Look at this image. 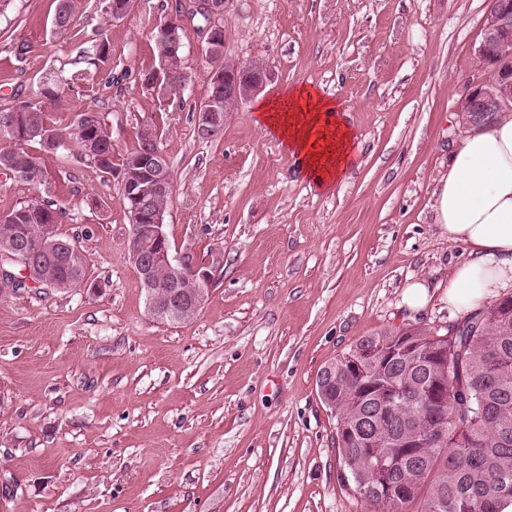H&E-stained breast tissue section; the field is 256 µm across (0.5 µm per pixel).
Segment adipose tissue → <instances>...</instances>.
<instances>
[{
  "instance_id": "adipose-tissue-1",
  "label": "adipose tissue",
  "mask_w": 512,
  "mask_h": 512,
  "mask_svg": "<svg viewBox=\"0 0 512 512\" xmlns=\"http://www.w3.org/2000/svg\"><path fill=\"white\" fill-rule=\"evenodd\" d=\"M254 120L319 190L331 191L354 162L353 130L317 89L260 101ZM434 197L437 223L467 250L448 281V310L468 313L512 288V115L460 142Z\"/></svg>"
}]
</instances>
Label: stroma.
<instances>
[{
  "mask_svg": "<svg viewBox=\"0 0 512 512\" xmlns=\"http://www.w3.org/2000/svg\"><path fill=\"white\" fill-rule=\"evenodd\" d=\"M175 3L138 0L113 21L83 0L66 34L57 0H13L0 15L1 105L34 97L45 73L70 76L107 34L111 87L67 92L54 117L106 113L118 156L154 121L173 172L172 251L222 261L194 320L152 321L118 184L78 152L46 156L60 230L92 278L0 295V512H371L342 479L316 378L360 337L454 321L445 294L466 252L437 224L434 192L469 134L455 105L479 70L488 2L230 0L224 50L270 69L263 98L310 86L353 128L357 161L328 193L254 123L255 102L221 137L198 136L199 22L184 23L186 88L142 86L151 29ZM417 280L430 298L414 313L403 293Z\"/></svg>",
  "mask_w": 512,
  "mask_h": 512,
  "instance_id": "35a3bbf8",
  "label": "stroma"
}]
</instances>
